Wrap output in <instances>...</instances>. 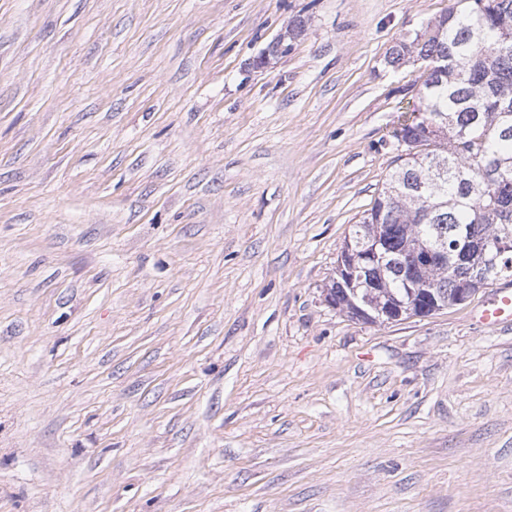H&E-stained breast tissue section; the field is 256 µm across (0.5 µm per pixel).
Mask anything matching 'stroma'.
<instances>
[{
	"mask_svg": "<svg viewBox=\"0 0 512 512\" xmlns=\"http://www.w3.org/2000/svg\"><path fill=\"white\" fill-rule=\"evenodd\" d=\"M453 2L0 0V512H512V276L323 297ZM479 320L489 327H496L506 321H512V291L510 288H499L492 294L481 311Z\"/></svg>",
	"mask_w": 512,
	"mask_h": 512,
	"instance_id": "stroma-1",
	"label": "stroma"
}]
</instances>
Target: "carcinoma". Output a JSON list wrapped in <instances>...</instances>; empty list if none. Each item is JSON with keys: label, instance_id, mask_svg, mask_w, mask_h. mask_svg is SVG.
<instances>
[{"label": "carcinoma", "instance_id": "cac0c4a2", "mask_svg": "<svg viewBox=\"0 0 512 512\" xmlns=\"http://www.w3.org/2000/svg\"><path fill=\"white\" fill-rule=\"evenodd\" d=\"M412 54L425 69L418 105L396 130L406 158L350 236L360 254L381 227L386 259L367 273L377 282L370 302L397 300L405 318L413 301L404 261L415 247L447 243L448 266H422L414 276L451 307L472 287L473 249L512 243V0H458L412 41L393 46L389 63ZM484 261L512 276V249L500 255L491 247ZM336 294L349 317L365 320L370 306L348 302L347 287Z\"/></svg>", "mask_w": 512, "mask_h": 512}]
</instances>
